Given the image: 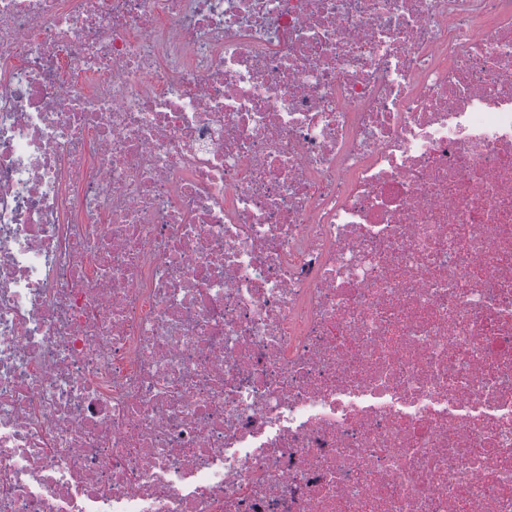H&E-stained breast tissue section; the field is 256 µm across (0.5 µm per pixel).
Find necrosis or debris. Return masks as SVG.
Here are the masks:
<instances>
[{
	"label": "necrosis or debris",
	"mask_w": 512,
	"mask_h": 512,
	"mask_svg": "<svg viewBox=\"0 0 512 512\" xmlns=\"http://www.w3.org/2000/svg\"><path fill=\"white\" fill-rule=\"evenodd\" d=\"M0 512H512V0H0Z\"/></svg>",
	"instance_id": "1"
}]
</instances>
